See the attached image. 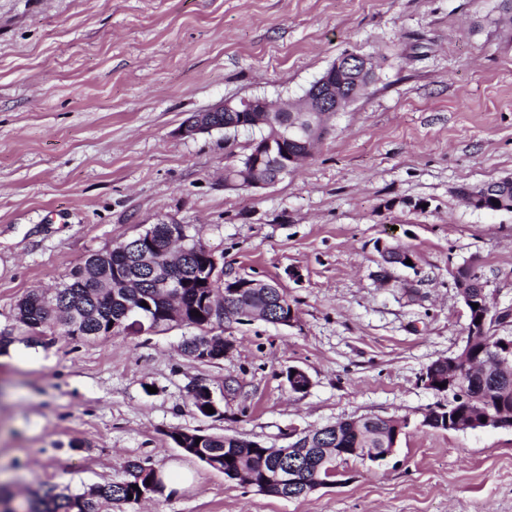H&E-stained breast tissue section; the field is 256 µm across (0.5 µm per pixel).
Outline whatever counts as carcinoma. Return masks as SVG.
Listing matches in <instances>:
<instances>
[{
    "label": "carcinoma",
    "mask_w": 512,
    "mask_h": 512,
    "mask_svg": "<svg viewBox=\"0 0 512 512\" xmlns=\"http://www.w3.org/2000/svg\"><path fill=\"white\" fill-rule=\"evenodd\" d=\"M494 24L499 26L502 37L512 39V0H499L498 17ZM378 80L373 74L368 81L359 84L336 74V86H344L346 92L357 91V97L368 95L370 88ZM285 112H276L272 116L275 128L266 127L263 134L272 139V155H263L260 171L264 178L276 183L284 176L281 171L288 156L301 155L309 158L312 153L306 151L305 144L313 133H323L329 116L321 112L306 120L307 127L297 130L294 135L287 134L282 126ZM252 156H247L243 164L231 163L224 168V184L243 188L246 178L243 172L248 168ZM140 237L112 245L103 249L102 257L95 265L86 264L72 270L67 280L52 293L40 289L29 291L16 304L15 320L27 334H43L53 326L62 335L67 336L75 323H80L82 335L73 336V341L95 340L106 336H119L126 331L124 327H112L110 322L126 323L125 310L133 308L137 318L148 323L163 318L169 295L151 284L149 276H143V287L126 288L112 278V265L128 267L129 274L141 271V253L137 243ZM211 250L200 240L187 236L180 244V254L175 271L180 276L181 303L185 317V326L198 330V333L186 337L180 346L182 354L189 359L204 363L224 357V336L210 334L211 324L206 322L210 315V304L221 305L224 291L238 283L240 279L218 277L206 288L197 287V271L208 261ZM383 264L405 265V261L416 257L415 252L402 244H389L379 251ZM453 284L464 288L476 303L483 302L482 289L485 288L482 276L475 263H463L450 271ZM277 297L264 293L262 288H247L238 295V306L258 312L260 320H267V312L276 305ZM199 315H192L193 311ZM500 338L493 333V325H488L481 336H466L464 350L469 358L481 363L493 364L497 355ZM426 373L434 374L439 386L434 391L452 396L451 414L466 421L479 418L485 410L512 411V378L504 381L494 395L481 387L476 379L467 385L448 380V361L438 360L429 365ZM407 425L392 418L364 417L356 421L340 420L311 432V442L305 456L297 461L300 465L299 476L307 484H314L326 476V468L336 463L339 455L348 448H389L393 444L396 431H405ZM202 452L207 455L206 466L224 473L231 480L249 478L255 483L264 481L268 485L267 494L279 497L285 489L272 481L276 469L289 464V458L281 459L268 453L266 448H253L251 441L226 434L202 433ZM127 479L118 483L94 484L76 492H63L56 485H46L27 501L26 512H112V506L139 502L142 493L152 485L163 488L158 470L140 461L132 460L126 464ZM133 498H128V495Z\"/></svg>",
    "instance_id": "cac0c4a2"
}]
</instances>
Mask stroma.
Masks as SVG:
<instances>
[{"instance_id":"1","label":"stroma","mask_w":512,"mask_h":512,"mask_svg":"<svg viewBox=\"0 0 512 512\" xmlns=\"http://www.w3.org/2000/svg\"><path fill=\"white\" fill-rule=\"evenodd\" d=\"M497 4L0 0V487L19 501L47 484L77 491L125 480L137 459L193 483L123 512H512V430L422 424L448 402L423 374L466 337L449 269L475 262L498 309L512 308V213L458 195L512 173ZM346 51L379 56L378 81L275 185L224 184L253 132L178 133L224 100L301 96ZM151 224L184 225L225 278L279 281L294 324H223L231 348L209 363L182 356L186 327L26 343L19 299ZM379 240L410 246L415 268L383 281ZM290 366L310 376L306 393L290 391ZM200 385L222 417L192 406ZM360 416L407 420L394 454L349 460L345 484L299 499L256 493L167 436L284 448Z\"/></svg>"}]
</instances>
